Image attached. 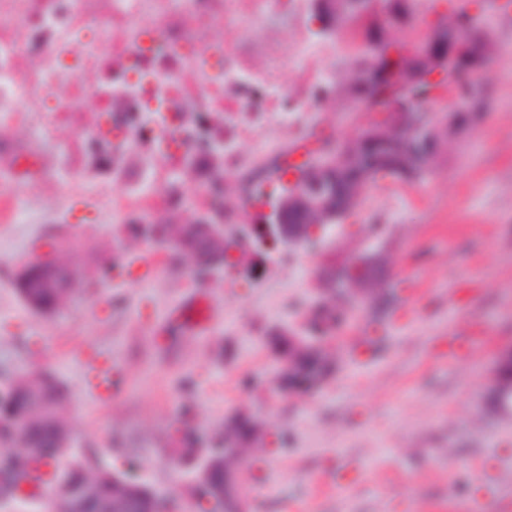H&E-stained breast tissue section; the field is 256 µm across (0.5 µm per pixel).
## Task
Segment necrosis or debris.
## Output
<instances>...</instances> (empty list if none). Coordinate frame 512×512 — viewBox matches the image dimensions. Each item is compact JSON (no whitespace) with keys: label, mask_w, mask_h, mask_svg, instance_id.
Listing matches in <instances>:
<instances>
[{"label":"necrosis or debris","mask_w":512,"mask_h":512,"mask_svg":"<svg viewBox=\"0 0 512 512\" xmlns=\"http://www.w3.org/2000/svg\"><path fill=\"white\" fill-rule=\"evenodd\" d=\"M313 0H0V224H223L224 186L328 105Z\"/></svg>","instance_id":"obj_1"}]
</instances>
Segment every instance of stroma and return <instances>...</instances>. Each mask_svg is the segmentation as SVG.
Returning <instances> with one entry per match:
<instances>
[{
    "mask_svg": "<svg viewBox=\"0 0 512 512\" xmlns=\"http://www.w3.org/2000/svg\"><path fill=\"white\" fill-rule=\"evenodd\" d=\"M497 44L473 98L481 118L451 139L423 177L385 179L333 224L322 246L267 265L250 288L223 274L197 285L178 259L162 278L81 291L37 314L19 296L20 267L77 238L63 262L96 274L104 259L139 255L123 225L51 224L35 204L0 229V388L18 372L50 369L63 383L72 448L140 480L173 507L189 497L172 425L189 418L206 448L228 418L261 431L243 456L247 512H502L512 501V408L481 399L494 358L512 344V12L489 10ZM336 95L312 131L348 140L367 122ZM370 259L372 298L349 306L329 269ZM213 295L210 334L168 320L197 290ZM336 315L324 351L331 370L311 388L273 398L267 335ZM112 365L120 384L98 400L84 361Z\"/></svg>",
    "mask_w": 512,
    "mask_h": 512,
    "instance_id": "obj_1",
    "label": "stroma"
}]
</instances>
